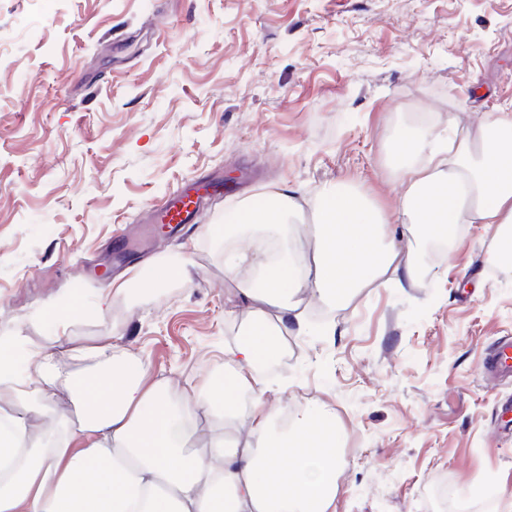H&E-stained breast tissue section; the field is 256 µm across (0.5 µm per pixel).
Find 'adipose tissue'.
Masks as SVG:
<instances>
[{
  "instance_id": "obj_1",
  "label": "adipose tissue",
  "mask_w": 512,
  "mask_h": 512,
  "mask_svg": "<svg viewBox=\"0 0 512 512\" xmlns=\"http://www.w3.org/2000/svg\"><path fill=\"white\" fill-rule=\"evenodd\" d=\"M415 142L398 137L406 163L393 213L359 190L323 184L312 198L284 185L264 207L239 204L224 225V268L238 281L232 301L251 316L224 348V379H207L171 404L164 385L147 384V366L109 359L112 339L64 346L91 359L60 372L54 352L22 337H0V396L15 411L0 416V512H327L336 498L339 436L324 410L305 408L281 426L258 373L280 359L292 336L333 332L338 303L386 284L414 287L426 254L420 239L481 224L497 242L488 260L512 270V114L487 118L458 142L409 162ZM277 236L270 260L254 238ZM322 307L314 319L310 300ZM79 407L63 431L34 429L59 394ZM220 411L231 436L192 447L200 415Z\"/></svg>"
}]
</instances>
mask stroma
Returning <instances> with one entry per match:
<instances>
[{"label": "stroma", "mask_w": 512, "mask_h": 512, "mask_svg": "<svg viewBox=\"0 0 512 512\" xmlns=\"http://www.w3.org/2000/svg\"><path fill=\"white\" fill-rule=\"evenodd\" d=\"M512 113V0H0V335L60 336L140 358L171 401L224 370L249 324L225 310L224 216L281 185L343 181L392 212L390 138ZM225 177L193 227L160 232L114 267V237L180 187ZM212 232H205V225ZM491 234L461 225L417 286L369 288L336 331L294 336L268 372L272 405L334 414L341 459L329 512H512V384L483 378L512 336V288ZM188 262L190 283L144 268ZM126 299L94 313L101 288ZM73 301L80 317L44 312Z\"/></svg>", "instance_id": "35a3bbf8"}]
</instances>
